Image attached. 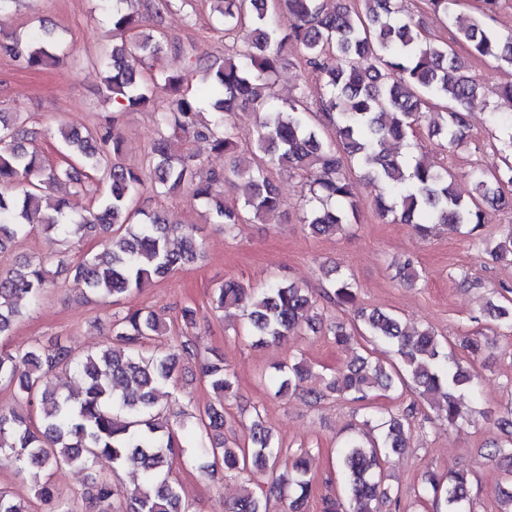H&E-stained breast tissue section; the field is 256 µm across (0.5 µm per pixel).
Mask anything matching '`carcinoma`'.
I'll use <instances>...</instances> for the list:
<instances>
[{
    "mask_svg": "<svg viewBox=\"0 0 512 512\" xmlns=\"http://www.w3.org/2000/svg\"><path fill=\"white\" fill-rule=\"evenodd\" d=\"M210 26L232 41V51L208 68L207 89L194 84L201 64L185 57L173 70L151 72L148 63L168 49L162 25L172 0H112V49L101 93L120 109L154 111L156 137L141 165L121 161L123 140L102 124L86 132L59 128L70 161L49 163L28 147L19 112L0 113V252L37 231L57 242V265L73 281L101 297L114 298L139 290L197 259L201 243L195 227L184 226L179 246L172 245L170 226L159 211L137 206L148 191L155 196L185 193L194 205L210 207L213 224L230 226L248 219L269 221L283 201L275 177L305 176L308 195L299 215L314 235L343 230L356 218L354 176L364 173L381 188L374 199L377 213L391 222L409 224L427 236L435 224L466 230L479 253L512 264V232L493 239L484 235L489 211H512V134L501 142L502 165L471 172L474 193L467 199L455 191L456 174L424 154L418 145L408 155L393 145L410 143L422 118L429 132L454 151L468 138L466 116L476 108L490 112L496 123L512 126V82L493 89L469 73L467 59L453 45L435 42L420 26L401 14L397 0H359L349 6L336 0H216ZM500 0H482L467 18L458 12L461 0H427L433 13L456 30L473 58H490L496 67L512 70V31L490 26ZM7 49L22 65L39 70L60 61V44L44 27L36 34H18ZM295 57L304 74L322 77L326 121L316 124L301 83L285 106L273 104L278 70ZM212 112L203 119L200 99ZM254 119L257 139L251 153L240 152L235 130L239 113ZM198 141L224 155L228 164L217 172L204 169L188 148ZM81 188L89 180L106 185L86 213L74 216L66 196L56 195L62 180ZM239 182L237 204H224V183ZM104 236L102 250L76 261L62 246L77 238ZM325 299L338 308L355 301L354 282L346 273L326 275ZM42 260H25L0 272V337L8 335L21 307L34 306L49 288ZM215 309L239 308L255 346L287 342L303 329L319 330L308 317L316 299L306 289L275 280L256 291L237 281L212 290ZM485 318L499 336L512 335V299L487 301ZM164 322L153 311L129 310L112 321L105 349L80 353L56 340L48 346L0 350V387L13 391L26 407L0 408V455L14 459L18 473L29 479L33 495L52 512H70L51 482L55 470L71 466L91 470L106 457L112 465H132L140 481L130 490L100 477L89 496L98 512H189L169 473L174 458L193 449V460L205 471L220 461L224 470L249 481L254 470L275 469L278 444L256 418L243 443L209 441V431L224 429V397L235 391L233 373L217 355L205 361L203 373L218 402L209 404L192 425L169 423L167 399L182 361L195 356L191 340L173 351L149 348L163 333ZM336 344L354 347L357 337L389 346L399 362L388 363L362 346L345 369L327 378L326 388L364 406L376 391H398L413 385L420 397L454 424L460 417L459 392L476 398L478 377L459 361L454 349L430 328L411 332L390 312L360 310L350 324L327 328ZM70 373L81 390L65 395L49 387L58 372ZM303 362L275 368L268 383L278 396L296 391L308 375ZM417 403L397 412L370 414L365 434L350 433L336 453L342 495L325 502V512H379L391 500L384 475L387 457L409 445ZM499 425L506 439L490 449L501 461L505 483L497 492L498 512H512V410ZM308 465L299 456L288 475H275L265 495L247 485L227 512H266L267 500L293 491L289 512H305L309 496ZM423 495L438 512H475L465 471L432 476ZM0 512H32L31 501L0 489Z\"/></svg>",
    "mask_w": 512,
    "mask_h": 512,
    "instance_id": "1",
    "label": "carcinoma"
}]
</instances>
